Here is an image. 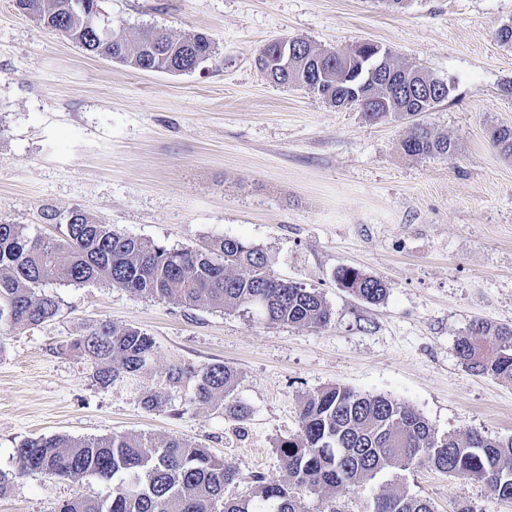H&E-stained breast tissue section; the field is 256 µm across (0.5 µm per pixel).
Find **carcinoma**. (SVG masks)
I'll return each instance as SVG.
<instances>
[{"label":"carcinoma","instance_id":"carcinoma-1","mask_svg":"<svg viewBox=\"0 0 512 512\" xmlns=\"http://www.w3.org/2000/svg\"><path fill=\"white\" fill-rule=\"evenodd\" d=\"M16 7L40 26L57 32L94 55L111 58L141 72L187 73L194 61L213 55L214 42L206 33L173 38L158 30H144L130 42L111 32L100 40L78 19L81 9L100 0H15ZM283 61L276 42L267 44L258 66L273 83L303 87L336 107L350 105L352 90L365 85L380 98L379 118L391 113L413 116L432 111L448 100L451 87L420 68L396 62L374 75L368 68L377 45L363 42L355 69H345L342 50H317L303 38ZM318 69L317 85L306 81ZM490 144L512 158V127L490 131ZM409 156L439 154L450 157L455 145L436 136L427 125H412L400 141ZM63 242L31 237L22 224H0V332L38 326L57 313L55 299L39 292L49 280L70 284L105 282L147 298H174L187 306L244 308L272 324L325 325L331 312L322 296L269 269L262 250L224 237L203 250H169L125 235L112 225L74 211ZM338 285L369 303L382 302L387 287L379 277L353 267L336 273ZM266 305H256L257 296ZM71 348L87 357L95 381L109 387L138 377L147 381L141 403L148 411L163 404L161 390L196 379L194 399L201 405L221 404L225 415L243 422L250 407L235 394L237 373L222 363L201 368L173 365L154 372L156 343L137 327L100 323L71 341ZM456 353L466 367L479 374L512 380V327L478 321L458 338ZM300 431L280 448L287 480L269 482L251 476L252 492L224 499L225 487L240 480L229 462L188 440L171 437L111 434L91 439L64 436L36 437L16 448L18 468L0 471V496L16 479L38 472L50 480L78 482L86 476L112 484L98 499L76 495L56 512H301L300 495L341 486L363 487L385 471H405L426 463L434 470L491 486L498 496L512 500V438L499 440L477 431L462 437L439 436L413 409L383 395H367L332 386L310 395L299 408ZM369 512H435L420 496L377 493Z\"/></svg>","mask_w":512,"mask_h":512}]
</instances>
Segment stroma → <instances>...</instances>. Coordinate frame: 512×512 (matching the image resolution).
Returning <instances> with one entry per match:
<instances>
[{"instance_id": "1", "label": "stroma", "mask_w": 512, "mask_h": 512, "mask_svg": "<svg viewBox=\"0 0 512 512\" xmlns=\"http://www.w3.org/2000/svg\"><path fill=\"white\" fill-rule=\"evenodd\" d=\"M127 37L156 28L208 34L215 53L191 73L139 72L94 56L0 0V222L62 241L72 211L169 249L222 237L262 250L273 273L315 289L329 322L269 324L245 310L189 307L102 282L50 281L54 318L0 337V470L17 468L30 437L125 433L178 437L232 463L241 479L285 478L278 447L299 431L300 401L344 386L421 414L438 435L512 438V380L476 374L456 343L471 323L512 326V159L489 143L512 126V45L498 32L512 0H104ZM302 37L333 49L370 41L396 61L450 84L423 120L457 146L454 157L399 148L410 118L367 120L297 87L267 80L256 60L272 40ZM342 267L382 278L369 304L340 288ZM101 321L152 336L155 368L222 363L237 372L246 422L192 399L194 380L140 403L138 380L101 387L70 341ZM404 491L436 512L469 502L512 512L487 484L425 465L372 485L301 500L303 512H368L373 493ZM94 477L18 478L0 512H54L66 499L107 495Z\"/></svg>"}]
</instances>
